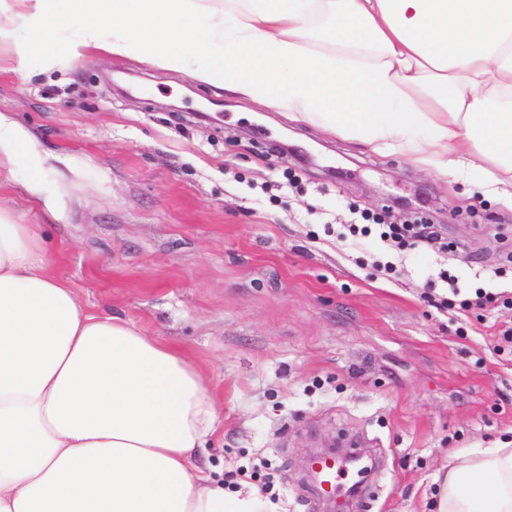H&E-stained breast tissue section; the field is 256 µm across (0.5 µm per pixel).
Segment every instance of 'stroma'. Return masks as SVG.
Here are the masks:
<instances>
[{"label":"stroma","mask_w":512,"mask_h":512,"mask_svg":"<svg viewBox=\"0 0 512 512\" xmlns=\"http://www.w3.org/2000/svg\"><path fill=\"white\" fill-rule=\"evenodd\" d=\"M0 122L43 171L0 162V208L104 315L182 350L217 404L203 458L274 512H326L305 457L376 461L352 512H429L453 453L512 439V206L415 155L92 48L22 69L0 36ZM435 225L389 247L361 210ZM494 296L465 311L433 297ZM328 454L333 455V459H336L337 461H341L344 464H351L356 465L358 462L363 460L364 456L360 453H352L346 450H343L341 448L334 449H328L327 452H320V453H313L311 452L309 456L307 457V474L308 477L311 479V481L319 488H322V484L318 479V471L314 468L313 464L314 462L322 457H330Z\"/></svg>","instance_id":"obj_1"}]
</instances>
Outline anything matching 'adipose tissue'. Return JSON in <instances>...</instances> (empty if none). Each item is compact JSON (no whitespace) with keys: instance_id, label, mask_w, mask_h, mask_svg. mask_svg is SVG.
<instances>
[{"instance_id":"adipose-tissue-1","label":"adipose tissue","mask_w":512,"mask_h":512,"mask_svg":"<svg viewBox=\"0 0 512 512\" xmlns=\"http://www.w3.org/2000/svg\"><path fill=\"white\" fill-rule=\"evenodd\" d=\"M31 3L21 67L90 47L188 66L512 202V0ZM216 420L180 350L89 308L0 209V512H266L256 489L225 491L197 465ZM433 499V512H512V448L450 466Z\"/></svg>"}]
</instances>
